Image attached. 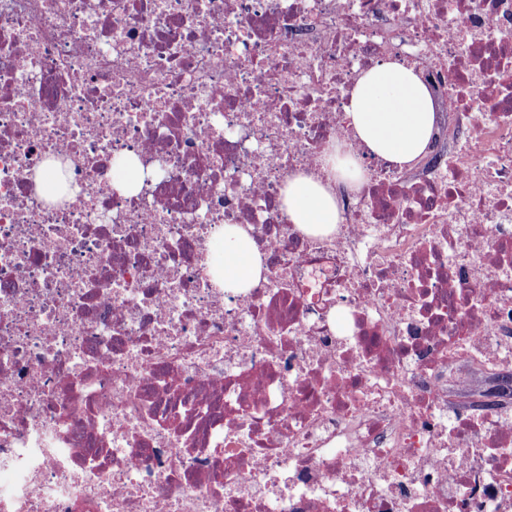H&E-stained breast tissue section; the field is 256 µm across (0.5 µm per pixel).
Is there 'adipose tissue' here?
<instances>
[{"instance_id":"1","label":"adipose tissue","mask_w":512,"mask_h":512,"mask_svg":"<svg viewBox=\"0 0 512 512\" xmlns=\"http://www.w3.org/2000/svg\"><path fill=\"white\" fill-rule=\"evenodd\" d=\"M346 118L357 151L403 170L424 156L438 114L430 90L414 67L387 61L359 76ZM355 153L341 145L329 147L321 157L319 174L300 171L288 177L280 207L304 234L335 232L340 210L330 184L361 182L363 171ZM207 264L216 269L218 282L228 291L252 287L268 271L267 259L256 250L249 227L240 224L225 225L210 245Z\"/></svg>"}]
</instances>
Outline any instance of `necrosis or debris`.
<instances>
[{
    "instance_id": "1",
    "label": "necrosis or debris",
    "mask_w": 512,
    "mask_h": 512,
    "mask_svg": "<svg viewBox=\"0 0 512 512\" xmlns=\"http://www.w3.org/2000/svg\"><path fill=\"white\" fill-rule=\"evenodd\" d=\"M398 60L447 147L364 158L303 237L288 175ZM462 365L512 370V0H0V512H512V406L449 401ZM207 265L211 272L220 268L214 276L225 292L251 288L268 272L267 259L256 250L250 227L241 224L224 226V232L211 242Z\"/></svg>"
}]
</instances>
